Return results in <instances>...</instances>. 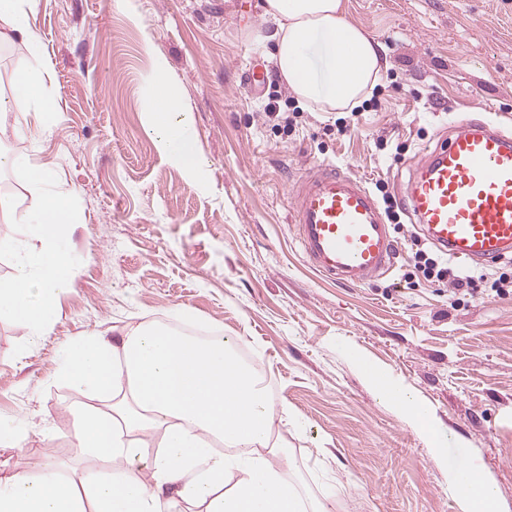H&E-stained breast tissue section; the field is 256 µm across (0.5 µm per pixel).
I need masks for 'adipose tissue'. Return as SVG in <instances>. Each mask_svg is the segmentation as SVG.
<instances>
[{
  "label": "adipose tissue",
  "mask_w": 512,
  "mask_h": 512,
  "mask_svg": "<svg viewBox=\"0 0 512 512\" xmlns=\"http://www.w3.org/2000/svg\"><path fill=\"white\" fill-rule=\"evenodd\" d=\"M38 0H0V28L17 33L31 58L19 70L0 113L16 136L52 135L57 104L45 82L44 48L30 16ZM274 24L271 58L296 97L320 112L359 106L383 70L380 44L344 17L343 0H262ZM145 129L186 173L203 171L191 115L168 64L154 53ZM342 349L378 400L421 432L448 474L457 512H494L498 490L484 472L448 454L452 440L412 390L350 344ZM55 376L81 391L76 450L123 470L92 471L73 480L56 465L35 477H0V512H165L166 486L195 512H327L307 506L278 461L273 409L256 372L235 355L233 341L201 340L159 324L79 337L62 351Z\"/></svg>",
  "instance_id": "adipose-tissue-1"
}]
</instances>
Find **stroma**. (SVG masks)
Returning <instances> with one entry per match:
<instances>
[{"instance_id": "obj_1", "label": "stroma", "mask_w": 512, "mask_h": 512, "mask_svg": "<svg viewBox=\"0 0 512 512\" xmlns=\"http://www.w3.org/2000/svg\"><path fill=\"white\" fill-rule=\"evenodd\" d=\"M345 18L380 42L387 68L359 112L324 114L284 83L295 112L272 127L243 72L272 49L260 0H39L31 23L49 62L58 127L39 144L0 120V150L34 155L78 190L81 264L52 329L15 354L22 327L0 319V414L23 447H0V477L55 462L73 478L99 468L75 451L81 393L55 378L74 338L161 322L234 340L263 374L289 475L329 512H456L448 475L425 440L382 405L339 349L348 341L411 388L454 440L448 453L492 478L512 512V287L478 284L452 301L449 281L414 273L418 230L394 227L392 274L359 287L320 277L288 221L290 179L332 163L390 193L461 113L512 129V0H343ZM154 42L209 161L190 176L146 134Z\"/></svg>"}]
</instances>
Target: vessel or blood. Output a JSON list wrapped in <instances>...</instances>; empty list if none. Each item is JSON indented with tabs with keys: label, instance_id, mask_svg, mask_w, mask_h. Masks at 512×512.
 Returning a JSON list of instances; mask_svg holds the SVG:
<instances>
[{
	"label": "vessel or blood",
	"instance_id": "1",
	"mask_svg": "<svg viewBox=\"0 0 512 512\" xmlns=\"http://www.w3.org/2000/svg\"><path fill=\"white\" fill-rule=\"evenodd\" d=\"M290 220L317 272L360 286L394 267L396 239L365 183L335 165L309 167L289 190ZM402 204L453 260L488 264L512 253V134L459 117L412 167Z\"/></svg>",
	"mask_w": 512,
	"mask_h": 512
}]
</instances>
